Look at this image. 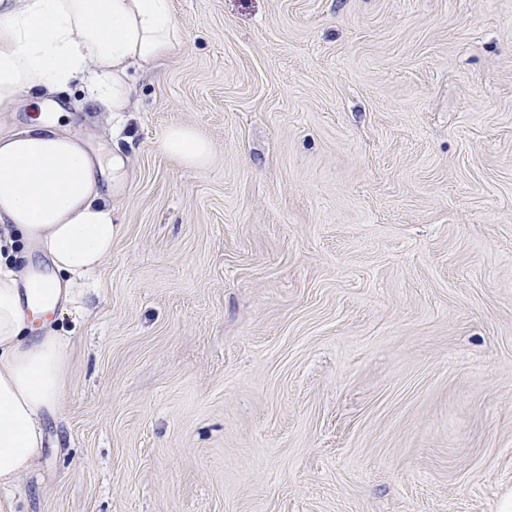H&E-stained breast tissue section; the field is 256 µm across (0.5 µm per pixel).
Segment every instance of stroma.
Returning a JSON list of instances; mask_svg holds the SVG:
<instances>
[{"label":"stroma","mask_w":512,"mask_h":512,"mask_svg":"<svg viewBox=\"0 0 512 512\" xmlns=\"http://www.w3.org/2000/svg\"><path fill=\"white\" fill-rule=\"evenodd\" d=\"M57 310L50 450L0 512H501L512 501V0H171ZM210 142L201 168L171 127ZM162 147L166 153L177 158L187 167L206 164L212 152L209 142L199 137L192 128L186 126L171 128Z\"/></svg>","instance_id":"stroma-1"}]
</instances>
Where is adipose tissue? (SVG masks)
Here are the masks:
<instances>
[{
    "label": "adipose tissue",
    "mask_w": 512,
    "mask_h": 512,
    "mask_svg": "<svg viewBox=\"0 0 512 512\" xmlns=\"http://www.w3.org/2000/svg\"><path fill=\"white\" fill-rule=\"evenodd\" d=\"M182 43L170 0H0V107L48 101L73 82L101 112L128 111L130 68L157 69ZM162 147L204 165L208 141L189 127ZM103 164L84 142L37 118L0 135V491L45 456V421L66 393L68 341L36 334L40 313L75 303L74 287L112 252L115 211ZM51 275L19 270L30 250Z\"/></svg>",
    "instance_id": "obj_1"
}]
</instances>
